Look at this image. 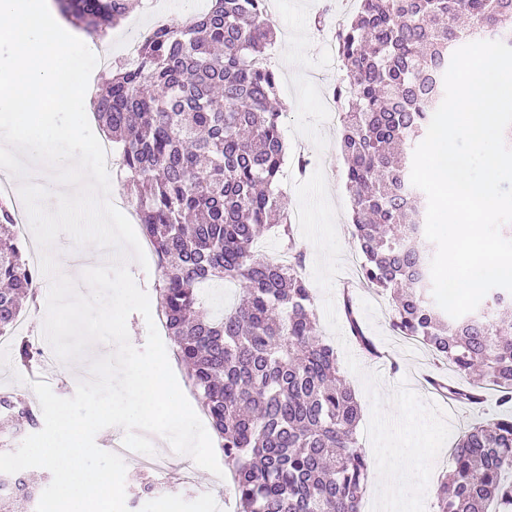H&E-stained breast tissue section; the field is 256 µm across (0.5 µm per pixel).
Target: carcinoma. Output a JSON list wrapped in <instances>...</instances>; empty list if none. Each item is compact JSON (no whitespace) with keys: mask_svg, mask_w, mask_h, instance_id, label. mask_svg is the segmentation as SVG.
Here are the masks:
<instances>
[{"mask_svg":"<svg viewBox=\"0 0 512 512\" xmlns=\"http://www.w3.org/2000/svg\"><path fill=\"white\" fill-rule=\"evenodd\" d=\"M266 0H210L177 25L153 28L138 59L106 80L95 115L120 149L137 223L157 257L156 291L166 334L228 466L238 512H360L369 461L358 445L360 405L339 375L336 347L318 333L315 299L298 274V250L275 190L285 154L272 107L278 74ZM72 24L102 29L129 0H57ZM489 32L512 47V0H359L336 34L345 101L340 147L352 201L361 278L393 301L391 327L428 346L469 386L436 385L477 405L493 390L502 413L450 448L454 467L436 512H512V293L450 317L428 297L432 255L423 243V198L409 179L411 146L444 97L452 53ZM279 227L292 264L255 256L259 236ZM37 273L0 206V334ZM240 286L235 307L213 316L204 285ZM355 342L378 355L346 295ZM26 369L34 349L14 340ZM0 416L22 432L38 410L0 393ZM0 512H33L39 484L0 473Z\"/></svg>","mask_w":512,"mask_h":512,"instance_id":"cac0c4a2","label":"carcinoma"}]
</instances>
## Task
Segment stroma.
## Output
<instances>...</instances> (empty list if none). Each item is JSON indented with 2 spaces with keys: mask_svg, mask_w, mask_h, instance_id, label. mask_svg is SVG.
<instances>
[{
  "mask_svg": "<svg viewBox=\"0 0 512 512\" xmlns=\"http://www.w3.org/2000/svg\"><path fill=\"white\" fill-rule=\"evenodd\" d=\"M321 3L322 0H270L269 16L275 30L270 62L280 75L278 96L286 111L281 125L286 144L285 181L279 184L278 190L285 214L295 215L298 209L295 184L300 180L298 159L307 158L311 167L322 168L324 172L329 200L337 210L341 270L334 279L332 292H324L317 286L312 292L316 307H323L325 299L329 298L338 310L343 307L345 294H352L361 325L379 351L378 356L373 357L353 344L337 352L341 359L340 373L355 390L362 408L357 438L369 455L373 447L366 431L372 403L362 373L379 375L377 391L382 399H389L403 384L428 404L432 397L422 390L418 377L444 375L448 368L424 345L396 336L390 325L391 299L358 281V269L352 263L358 249L351 233V198L345 185V161L339 151L341 127L327 123L323 115V96L336 86L343 73L326 51L331 39L328 28L319 27L315 22ZM188 14L186 0H139L126 18L109 32L107 40L112 46L113 65H120L121 49L127 41L141 39L154 26L178 24ZM349 353L357 359L361 373H354L345 363L344 357ZM213 478V473L197 470L188 482L169 487L162 484L160 474L133 467L126 471V496L139 498L141 512H162L163 503L171 499L175 500L179 512H198L197 504L212 489ZM148 483L156 485L157 490L146 497L142 491Z\"/></svg>",
  "mask_w": 512,
  "mask_h": 512,
  "instance_id": "stroma-1",
  "label": "stroma"
}]
</instances>
